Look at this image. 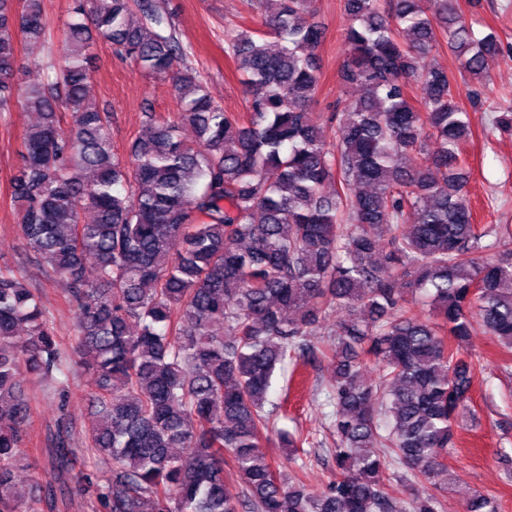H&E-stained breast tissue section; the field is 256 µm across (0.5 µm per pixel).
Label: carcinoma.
Returning <instances> with one entry per match:
<instances>
[{
  "mask_svg": "<svg viewBox=\"0 0 512 512\" xmlns=\"http://www.w3.org/2000/svg\"><path fill=\"white\" fill-rule=\"evenodd\" d=\"M343 4L341 79L367 95L337 100L323 118L311 111L325 35L316 0H260L259 29L224 31L247 86L243 113L225 111L186 65L163 0H72L71 49L56 62L16 55L20 39L49 42L44 0H0V112L18 102L41 116L12 176L19 229L69 284L74 354L97 376L85 447L70 443L72 416L61 409L60 492L32 494L17 480L30 418L12 402L18 376L49 380L63 397L67 360L34 292L0 269V512H55L72 480L93 512H407L389 469L410 472L407 484L448 472L454 427L471 410V331L512 352V234L476 222L470 113L431 57L447 45L459 71L483 84L504 49L493 33L475 37L459 0ZM100 41L172 77L180 106L167 119L145 110L148 135L126 158L112 149L111 113L87 98ZM49 66L54 82L25 80ZM185 126L196 143L182 138ZM413 154L421 162L411 167ZM490 248L500 252L488 258ZM335 312L343 316L321 356L336 440L315 492L260 440L275 431L298 455L305 439L275 430L268 395L277 366L295 371L316 355L309 328ZM85 453L102 457L104 479L74 475ZM465 512L498 506L475 493Z\"/></svg>",
  "mask_w": 512,
  "mask_h": 512,
  "instance_id": "1",
  "label": "carcinoma"
}]
</instances>
